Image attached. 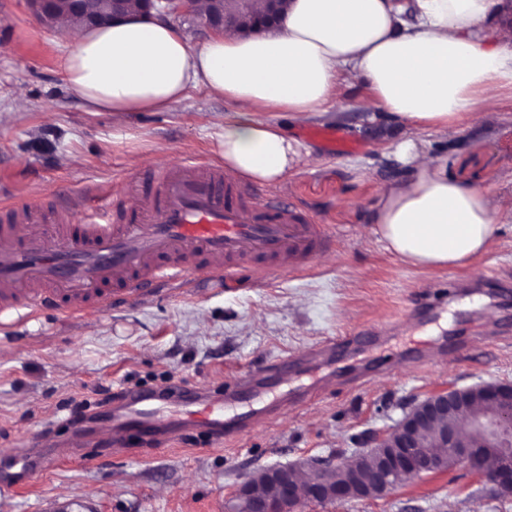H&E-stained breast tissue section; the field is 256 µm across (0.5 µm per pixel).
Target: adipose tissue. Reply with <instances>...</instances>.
Listing matches in <instances>:
<instances>
[{"mask_svg": "<svg viewBox=\"0 0 512 512\" xmlns=\"http://www.w3.org/2000/svg\"><path fill=\"white\" fill-rule=\"evenodd\" d=\"M495 7L413 0L408 23L393 0H291L281 33L245 38L228 29L195 50L170 25L136 14L93 29L64 18L58 28L71 48L60 70L93 112H162L203 86L237 107L218 139L225 167L274 183L300 152L256 111H319L342 75L367 89L364 108L418 127L448 131L495 110L512 92V29L488 26ZM392 152L407 173L384 187L373 222L402 261L462 264L486 250L496 224L512 220V209L449 178L415 141L395 142Z\"/></svg>", "mask_w": 512, "mask_h": 512, "instance_id": "adipose-tissue-1", "label": "adipose tissue"}]
</instances>
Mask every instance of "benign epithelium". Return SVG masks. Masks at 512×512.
I'll return each instance as SVG.
<instances>
[{"label":"benign epithelium","mask_w":512,"mask_h":512,"mask_svg":"<svg viewBox=\"0 0 512 512\" xmlns=\"http://www.w3.org/2000/svg\"><path fill=\"white\" fill-rule=\"evenodd\" d=\"M34 17L53 27L63 17L77 16L88 28L125 20L129 0H27ZM146 17H197L198 0H138ZM264 16L249 20V27L265 33L277 30L284 0H264ZM202 26L215 35L232 27L226 13L213 9L201 18ZM357 458L377 460L376 485L355 467L339 458L307 462L309 478L291 477L293 468L266 470V494L255 497L250 481L237 490L229 512H295L301 503L342 501L382 496L400 486L398 478H416L437 471L444 459L476 473L500 492H512V383L484 382L450 387L413 404L385 432H369L361 439Z\"/></svg>","instance_id":"obj_1"}]
</instances>
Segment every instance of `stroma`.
<instances>
[{"instance_id":"obj_1","label":"stroma","mask_w":512,"mask_h":512,"mask_svg":"<svg viewBox=\"0 0 512 512\" xmlns=\"http://www.w3.org/2000/svg\"><path fill=\"white\" fill-rule=\"evenodd\" d=\"M68 44L43 27L27 0H0V206L32 196L49 201L95 185L112 207L131 203L141 173L193 158L218 161V125L232 102L201 88L164 112H92L62 78ZM29 110H12L17 89ZM366 90L341 83L319 112H263L302 152L282 181L263 185L322 225L329 246L311 264L268 277L241 266L236 283L144 301L113 299L79 314L51 304L35 313L0 312V458L42 442L45 463L0 512H226L239 485L263 468L340 456L362 436L392 428L411 405L448 386L512 382V223L463 266L413 268L373 232L381 189L401 177L390 142L412 138L443 161L450 177L512 206V93L454 131L420 129L365 111ZM336 125L359 152L326 155L307 126ZM459 298L434 323L426 294L447 279ZM372 328L381 345L349 346L350 372L312 362L320 341ZM286 355L298 375L282 389L305 399L266 424L214 446L204 432L113 452L110 422L96 419L107 393L183 383L219 395L226 383L266 374ZM85 403L92 440L74 443L70 401ZM299 512H512V494L473 475H429L379 498L308 502Z\"/></svg>"}]
</instances>
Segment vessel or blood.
Returning a JSON list of instances; mask_svg holds the SVG:
<instances>
[{
	"mask_svg": "<svg viewBox=\"0 0 512 512\" xmlns=\"http://www.w3.org/2000/svg\"><path fill=\"white\" fill-rule=\"evenodd\" d=\"M332 155L355 143L333 128L310 130ZM134 206L120 220L35 224L39 202L0 210V310H33L52 302L82 313L108 307L113 296L145 299L187 287L199 275L232 280L239 264L276 274L310 262L329 244L320 225L292 205L268 198L223 168L195 160L144 173L131 191ZM363 329L319 346L332 365L337 349L368 346ZM275 383H230L205 401L196 390L126 392L112 407V445L129 431L151 442L160 428L201 425L212 444H223L269 420L249 402L275 391Z\"/></svg>",
	"mask_w": 512,
	"mask_h": 512,
	"instance_id": "vessel-or-blood-1",
	"label": "vessel or blood"
}]
</instances>
